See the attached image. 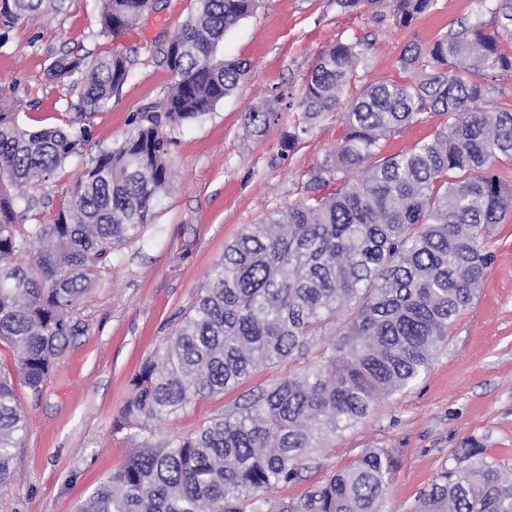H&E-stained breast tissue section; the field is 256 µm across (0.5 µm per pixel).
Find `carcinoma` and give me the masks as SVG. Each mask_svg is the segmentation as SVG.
Wrapping results in <instances>:
<instances>
[{"label":"carcinoma","mask_w":512,"mask_h":512,"mask_svg":"<svg viewBox=\"0 0 512 512\" xmlns=\"http://www.w3.org/2000/svg\"><path fill=\"white\" fill-rule=\"evenodd\" d=\"M64 0H0L7 22ZM157 0H100V33L119 36ZM164 52L174 82L162 109L139 112L124 137L77 174L49 223L19 229L16 187L36 186L82 155L84 126L30 129L18 101L0 98V342L16 350L15 375L37 397L78 333L71 312L93 267L151 222L169 185L167 125L208 114L249 67L219 53L255 0H194ZM340 12L390 7L408 26L435 0H334ZM497 29L460 21L398 56L400 82L357 92L368 43L339 41L312 62L296 106L300 119L280 150L292 152L322 113L345 105L346 133L316 168L304 196L224 248L163 353L131 380L116 426L134 448L77 512H380L396 459L364 448L297 500L271 492L302 478L320 441L366 418L424 373L448 329L476 297L491 255L489 226L512 210V186L493 172L512 159V111H490L501 88L477 77L512 72V0H496ZM130 58L63 54L47 80L78 89L81 117L105 107L126 82ZM444 117L432 137L380 155V141L418 115ZM273 112L252 110L263 133ZM336 192L319 196L328 180ZM35 255L38 275L19 264ZM323 348L316 359L313 349ZM288 360V375L250 392L194 435L151 443L150 422L241 385ZM25 419L13 378L0 373V486L14 481ZM416 512H512V478L472 443L423 494Z\"/></svg>","instance_id":"1"}]
</instances>
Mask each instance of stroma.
Instances as JSON below:
<instances>
[{
	"label": "stroma",
	"instance_id": "stroma-1",
	"mask_svg": "<svg viewBox=\"0 0 512 512\" xmlns=\"http://www.w3.org/2000/svg\"><path fill=\"white\" fill-rule=\"evenodd\" d=\"M193 0H159L156 10L117 37L99 33L98 0H67L64 11L31 12L0 23V96L30 94L20 119L30 127L78 120V92L45 73L59 55L135 52L131 75L88 125L82 158L49 181L25 188L42 222H50L77 173L122 139L133 114L162 103L173 76L164 50L188 17ZM495 0H436L409 26L376 20L373 12L339 13L334 0H259L224 37L225 58L246 61L249 73L212 112L168 128L170 184L154 218L96 269L93 287L72 312L80 332L58 358L41 395L17 385L26 416L17 477L0 488V512H74L119 469L132 443L115 420L142 362L162 352L179 321L246 225L302 198L317 165L345 133L344 106L322 113L294 152L279 143L297 123L288 93L302 91L317 55L354 37L369 44L365 81L401 80L397 57L408 42H428L449 24L479 15L485 31L497 17ZM271 109L263 135L246 115ZM442 123L425 112L382 140V155L430 139ZM493 260L481 290L448 331L428 371L383 399L369 416L330 436L301 481L279 485L276 498L300 497L365 448H391L397 468L386 492V512H415L438 474L469 440L512 478V214L483 238ZM290 363L261 367L236 389L198 400L140 436L152 441L194 434L244 395L287 376Z\"/></svg>",
	"mask_w": 512,
	"mask_h": 512
}]
</instances>
